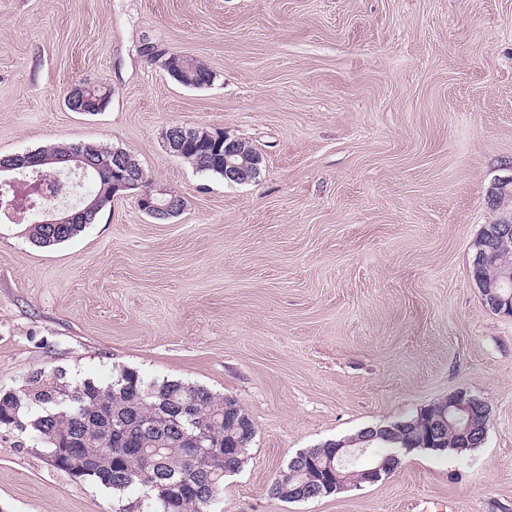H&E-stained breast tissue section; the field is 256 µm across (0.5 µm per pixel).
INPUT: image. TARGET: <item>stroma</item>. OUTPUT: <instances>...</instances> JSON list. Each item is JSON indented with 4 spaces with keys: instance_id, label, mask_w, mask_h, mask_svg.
Instances as JSON below:
<instances>
[{
    "instance_id": "1",
    "label": "stroma",
    "mask_w": 512,
    "mask_h": 512,
    "mask_svg": "<svg viewBox=\"0 0 512 512\" xmlns=\"http://www.w3.org/2000/svg\"><path fill=\"white\" fill-rule=\"evenodd\" d=\"M84 81L111 87L101 112L68 108ZM174 125L248 142L259 175L198 172ZM61 142L130 152L183 207L156 220L128 191L48 248L0 223V391L131 368L235 399L255 436L217 512H512V318L471 278L512 160V0H0V155ZM458 391L490 408L478 448L270 494L299 450ZM42 451L0 430V512H113ZM168 73L184 86L201 88L213 80L211 70L197 59L172 55L164 63Z\"/></svg>"
}]
</instances>
